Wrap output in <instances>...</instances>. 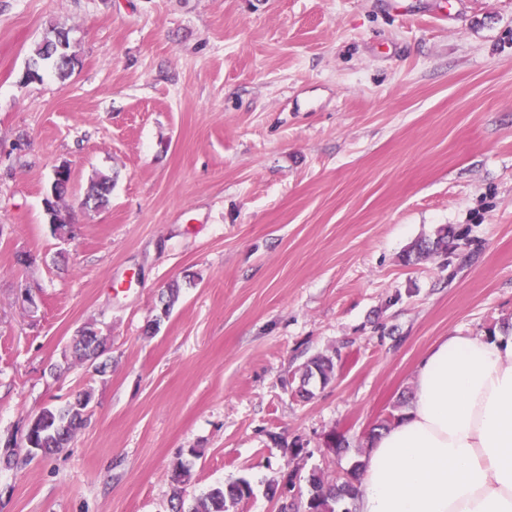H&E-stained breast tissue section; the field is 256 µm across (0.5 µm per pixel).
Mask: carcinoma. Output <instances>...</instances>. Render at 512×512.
Segmentation results:
<instances>
[{
  "label": "carcinoma",
  "instance_id": "cac0c4a2",
  "mask_svg": "<svg viewBox=\"0 0 512 512\" xmlns=\"http://www.w3.org/2000/svg\"><path fill=\"white\" fill-rule=\"evenodd\" d=\"M69 32L62 29L50 31L35 49V56L41 61L52 64L54 75L64 80L74 67L75 56L68 53ZM112 181L100 176L91 181L86 203L94 207H103L108 202ZM64 193L59 192L54 201L55 224L62 234H71V225L63 212L60 202ZM448 248V229L439 230L433 240L423 239L417 242L407 253V261L420 260L442 249ZM76 358L94 366L98 373H105L107 363L98 362V358L108 350L107 338L98 334L92 327L82 329V339L72 345ZM336 357L321 355L310 359L302 367V384L316 379L322 385H327L336 378ZM91 402V395L85 393L75 400L59 407H45L29 420L27 435L31 436L37 454L49 457L61 453L67 448L76 433L85 425L86 409ZM366 467V461L357 460L348 472L346 480L331 479L321 470L308 473L306 482L308 496L300 501L295 512H352L351 507L360 494V476ZM190 467L184 463L175 466L172 473L174 491L172 499L177 501L175 512H230V509L240 504L253 493L249 482L241 480L228 485L211 488L204 495L196 498L190 505H185L181 497V485L189 481Z\"/></svg>",
  "mask_w": 512,
  "mask_h": 512
}]
</instances>
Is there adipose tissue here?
<instances>
[{
	"label": "adipose tissue",
	"mask_w": 512,
	"mask_h": 512,
	"mask_svg": "<svg viewBox=\"0 0 512 512\" xmlns=\"http://www.w3.org/2000/svg\"><path fill=\"white\" fill-rule=\"evenodd\" d=\"M374 439L356 512H512V336L443 337Z\"/></svg>",
	"instance_id": "adipose-tissue-1"
}]
</instances>
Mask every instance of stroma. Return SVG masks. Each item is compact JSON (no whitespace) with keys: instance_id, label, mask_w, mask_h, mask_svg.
<instances>
[{"instance_id":"stroma-1","label":"stroma","mask_w":512,"mask_h":512,"mask_svg":"<svg viewBox=\"0 0 512 512\" xmlns=\"http://www.w3.org/2000/svg\"><path fill=\"white\" fill-rule=\"evenodd\" d=\"M54 26L70 77L22 83ZM90 325L103 374L71 352ZM491 331L512 334V0H0V445L91 395L64 452L0 464V512H169L181 460L186 499L244 479L234 512H278L269 485L344 477L441 337ZM111 187L112 181L105 176H100L91 181L86 193V204L92 203L94 208L105 206L108 202ZM448 233V228H442L439 230L435 239H423L418 241L412 250L407 253L406 261H413L412 256H414L415 260H420L438 252L439 250L447 249ZM336 371V353L335 356L321 355L310 359L302 367V387L304 391H309L305 386L311 379H317L322 385H327L336 378Z\"/></svg>"}]
</instances>
